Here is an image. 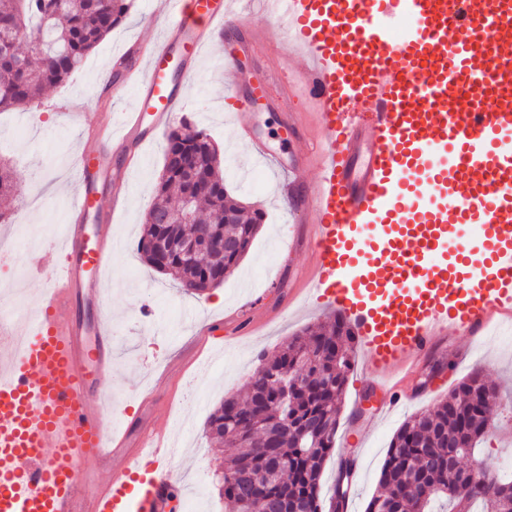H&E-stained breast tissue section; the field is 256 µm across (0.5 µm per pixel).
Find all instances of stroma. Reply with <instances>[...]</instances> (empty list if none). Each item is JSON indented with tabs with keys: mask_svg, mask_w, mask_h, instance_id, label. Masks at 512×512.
Listing matches in <instances>:
<instances>
[{
	"mask_svg": "<svg viewBox=\"0 0 512 512\" xmlns=\"http://www.w3.org/2000/svg\"><path fill=\"white\" fill-rule=\"evenodd\" d=\"M161 29V22L150 17L145 0H132L127 18L85 58L67 83L48 89L33 107L0 112V160L8 163L20 185L17 198L0 201V211L7 215L6 222L0 223V234L16 241L22 257H29L30 242L49 241L56 225L71 221L76 156L87 142L79 113L109 112L117 117L133 105L134 88H125L113 100L102 89L127 48L135 43L148 45ZM227 46L237 49L244 78L255 77L270 63L269 58L241 48L239 35L214 38L196 74L183 83L186 107L182 115L213 136L226 186L265 214L250 251L234 272L217 291L190 296L138 252L144 217L164 162L165 140L145 144L139 161L127 169L125 208L111 217L101 213L89 218L93 224H109L113 247L103 285L104 302L85 304L83 317L92 330L102 310L111 312L110 326L117 343L112 399L129 409L126 426L131 442L158 426L163 414L179 420L173 437L184 453L173 464L177 479L173 512H185L190 501L196 502L199 512H225L214 482L230 451L208 442L204 429L209 415L224 398L243 393L261 353H274L289 337L330 315L309 301L288 303V293L297 286L299 272L310 257L288 249L294 220L277 194L281 172L271 167L262 170L252 189L239 175L252 163L237 128L224 113V76L213 65L214 54ZM251 117L256 134L286 163L299 150L298 142L286 134L287 123L302 126L307 136L315 134L312 108L307 104L291 115L262 99L253 106ZM53 272L54 263L48 257L34 274L27 265H19L0 276V294L6 302L34 308ZM243 313L265 317L266 322L251 334H240L238 318ZM439 357L446 369L430 389L417 391L420 376L412 374L407 390L415 394V401L381 420L376 409L387 400V393L364 385L361 366L350 372L336 432V459L327 464L322 478L323 487H330L337 459H354L358 474L351 486L348 512H364L378 488L389 443L399 427L414 413L432 410L474 371L496 384L499 392L491 411L497 432L481 443L479 455L500 475L512 477V327H499L482 344L454 339ZM148 386L155 390L157 405L140 402V391Z\"/></svg>",
	"mask_w": 512,
	"mask_h": 512,
	"instance_id": "stroma-1",
	"label": "stroma"
}]
</instances>
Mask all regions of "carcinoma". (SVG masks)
Here are the masks:
<instances>
[{"label": "carcinoma", "instance_id": "carcinoma-1", "mask_svg": "<svg viewBox=\"0 0 512 512\" xmlns=\"http://www.w3.org/2000/svg\"><path fill=\"white\" fill-rule=\"evenodd\" d=\"M130 0H0V110L28 108L47 86L66 82L128 15ZM188 152L212 185L194 195L197 213L191 224H158L156 213L175 211L186 198L172 155ZM218 152L210 134L182 125L167 135L164 164L146 215L139 249L155 269L172 277L188 295L224 282L249 252L262 225L217 176ZM19 192L7 166H0V197ZM193 239L198 251L181 256L173 245ZM228 250L224 268L213 265L214 252ZM355 331L342 314L324 325L307 327L273 357H260L247 382V394L224 402L209 416L210 442L237 449L224 461L219 495L228 512H332L333 495L321 493L322 475L335 447L336 429L348 374L355 364ZM494 384L474 372L462 379L428 413L412 415L398 429L387 450L379 490L365 512H379L381 499H397L395 512L504 510L512 502V480L493 477L465 484V472L486 426ZM456 454L455 464L448 456ZM274 457V471L267 460Z\"/></svg>", "mask_w": 512, "mask_h": 512}]
</instances>
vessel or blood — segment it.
<instances>
[{
    "label": "vessel or blood",
    "mask_w": 512,
    "mask_h": 512,
    "mask_svg": "<svg viewBox=\"0 0 512 512\" xmlns=\"http://www.w3.org/2000/svg\"><path fill=\"white\" fill-rule=\"evenodd\" d=\"M164 34L148 53L129 49L136 90L121 132L111 113L87 130L97 149L76 165L62 260L25 336L0 318V512H168L171 463L181 454L164 416L111 479L77 485L90 458L121 453L110 420L120 406L110 327L87 338L75 311L102 294L111 262L106 232L85 219L102 206L110 147L153 141L184 101L181 81L218 32L242 25L230 0H149ZM284 20L279 55L301 53L259 88L296 111L316 109L279 192L302 225L310 262L300 288L345 313L363 373L387 389L377 413L399 410L406 377L449 336L478 342L512 324V0H263ZM224 110L248 132L253 159L276 157L250 133L240 71L225 56ZM369 108L368 124L348 115ZM314 175H307V167ZM478 232L449 253L460 225Z\"/></svg>",
    "instance_id": "obj_1"
}]
</instances>
